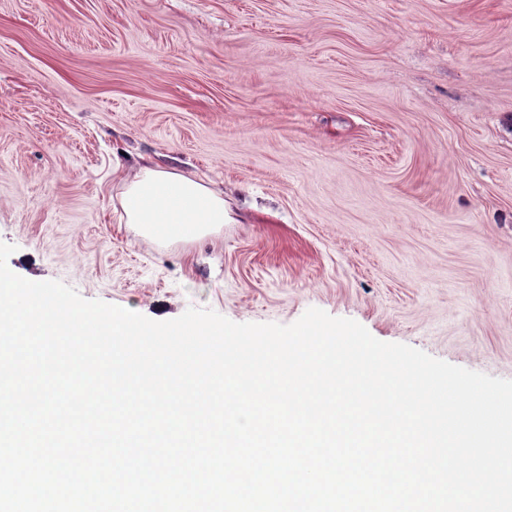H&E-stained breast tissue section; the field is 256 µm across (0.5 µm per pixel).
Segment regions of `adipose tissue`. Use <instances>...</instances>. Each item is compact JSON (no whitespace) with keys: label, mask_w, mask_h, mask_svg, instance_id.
I'll return each instance as SVG.
<instances>
[{"label":"adipose tissue","mask_w":512,"mask_h":512,"mask_svg":"<svg viewBox=\"0 0 512 512\" xmlns=\"http://www.w3.org/2000/svg\"><path fill=\"white\" fill-rule=\"evenodd\" d=\"M120 217L145 240L189 243L224 224V193L206 179L144 164L123 176Z\"/></svg>","instance_id":"adipose-tissue-1"}]
</instances>
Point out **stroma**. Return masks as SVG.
Instances as JSON below:
<instances>
[{"instance_id": "1", "label": "stroma", "mask_w": 512, "mask_h": 512, "mask_svg": "<svg viewBox=\"0 0 512 512\" xmlns=\"http://www.w3.org/2000/svg\"><path fill=\"white\" fill-rule=\"evenodd\" d=\"M144 163L220 232L121 222ZM0 242L153 320L317 307L512 380V0H0ZM121 220L155 243H189L224 224V192L200 176L144 164L122 177Z\"/></svg>"}]
</instances>
